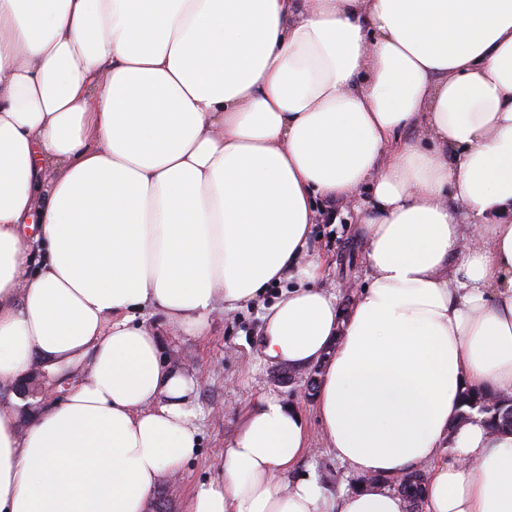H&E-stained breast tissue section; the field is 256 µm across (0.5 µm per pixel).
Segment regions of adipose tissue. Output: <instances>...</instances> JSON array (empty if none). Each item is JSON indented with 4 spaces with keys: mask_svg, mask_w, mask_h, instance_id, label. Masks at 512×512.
Segmentation results:
<instances>
[{
    "mask_svg": "<svg viewBox=\"0 0 512 512\" xmlns=\"http://www.w3.org/2000/svg\"><path fill=\"white\" fill-rule=\"evenodd\" d=\"M369 188L367 274L319 288V205ZM264 363L325 360L328 499L265 394L182 512H512V0H0V385L82 364L27 430L0 404V512H147L199 444L150 312L204 333L260 300ZM461 407L456 425L478 419L492 430L512 429V397L466 388L461 395ZM425 475L420 471H412L400 479L397 491L405 499L408 512H420L424 503Z\"/></svg>",
    "mask_w": 512,
    "mask_h": 512,
    "instance_id": "obj_1",
    "label": "adipose tissue"
}]
</instances>
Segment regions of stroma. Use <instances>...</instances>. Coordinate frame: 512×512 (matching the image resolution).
Segmentation results:
<instances>
[{
    "mask_svg": "<svg viewBox=\"0 0 512 512\" xmlns=\"http://www.w3.org/2000/svg\"><path fill=\"white\" fill-rule=\"evenodd\" d=\"M359 217L352 204L330 203L325 221L316 224L312 246L329 268L322 287L349 306L354 288L363 280L364 248L357 235ZM270 289L263 302L216 313L205 335L195 336L169 323L162 315L149 314L145 322L158 335L166 364L195 382L193 400L198 412L200 444L193 458L173 480L162 481L157 492L165 497L170 512H181L196 484L218 474L224 448L240 421L259 396L278 395L304 417L312 447L299 465L300 473L315 472L328 495L353 487L355 480L325 448L315 410V398L306 381L320 372V364L285 374L283 367L264 364L259 354V332L265 306L278 296Z\"/></svg>",
    "mask_w": 512,
    "mask_h": 512,
    "instance_id": "1",
    "label": "stroma"
}]
</instances>
